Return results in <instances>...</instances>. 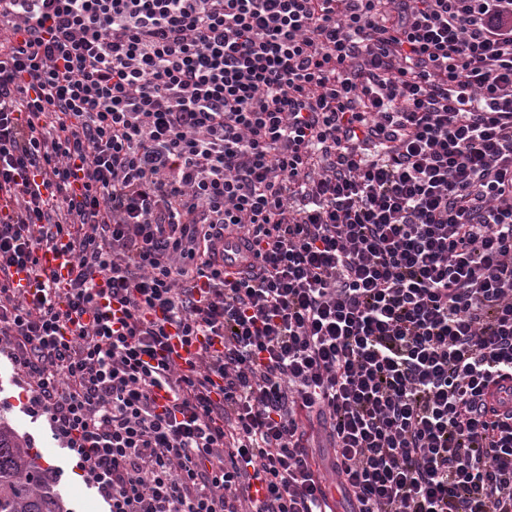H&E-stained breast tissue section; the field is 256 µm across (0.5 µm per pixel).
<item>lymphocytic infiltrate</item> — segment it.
Returning a JSON list of instances; mask_svg holds the SVG:
<instances>
[{
	"label": "lymphocytic infiltrate",
	"mask_w": 512,
	"mask_h": 512,
	"mask_svg": "<svg viewBox=\"0 0 512 512\" xmlns=\"http://www.w3.org/2000/svg\"><path fill=\"white\" fill-rule=\"evenodd\" d=\"M0 353L108 512H512V0H0ZM41 262L48 273L52 274L60 287H64L70 278L72 259L62 248L45 250L40 253ZM320 476L327 487L328 505L332 512H347L349 505L345 497L336 489V477L326 468H321Z\"/></svg>",
	"instance_id": "f902f5d3"
}]
</instances>
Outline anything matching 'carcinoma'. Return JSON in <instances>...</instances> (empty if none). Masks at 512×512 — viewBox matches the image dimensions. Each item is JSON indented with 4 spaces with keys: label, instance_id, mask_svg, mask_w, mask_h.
Returning a JSON list of instances; mask_svg holds the SVG:
<instances>
[{
    "label": "carcinoma",
    "instance_id": "obj_1",
    "mask_svg": "<svg viewBox=\"0 0 512 512\" xmlns=\"http://www.w3.org/2000/svg\"><path fill=\"white\" fill-rule=\"evenodd\" d=\"M0 512H66L38 455L1 417Z\"/></svg>",
    "mask_w": 512,
    "mask_h": 512
}]
</instances>
